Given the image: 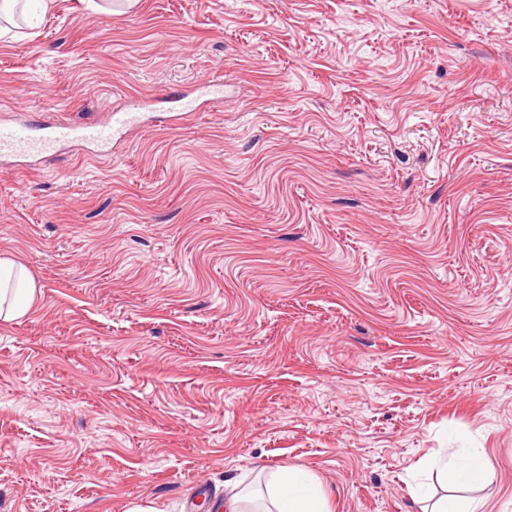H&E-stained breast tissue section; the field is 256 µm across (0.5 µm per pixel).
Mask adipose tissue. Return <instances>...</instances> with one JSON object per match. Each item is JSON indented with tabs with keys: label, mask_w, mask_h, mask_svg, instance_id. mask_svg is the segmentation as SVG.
<instances>
[{
	"label": "adipose tissue",
	"mask_w": 512,
	"mask_h": 512,
	"mask_svg": "<svg viewBox=\"0 0 512 512\" xmlns=\"http://www.w3.org/2000/svg\"><path fill=\"white\" fill-rule=\"evenodd\" d=\"M35 296V283L24 267L10 256L0 255V320L9 322L26 314ZM419 469L462 489L485 485L493 479L476 452L439 454L423 459ZM224 512H329L328 494L316 476L282 467L271 474L263 496L244 482H232Z\"/></svg>",
	"instance_id": "1"
}]
</instances>
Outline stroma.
Masks as SVG:
<instances>
[{"mask_svg": "<svg viewBox=\"0 0 512 512\" xmlns=\"http://www.w3.org/2000/svg\"><path fill=\"white\" fill-rule=\"evenodd\" d=\"M223 83L115 156L0 176V512H210L282 466L420 512L482 449L512 512V0H56L0 124ZM35 296V283L24 267L9 255H0V320L9 322L26 314ZM418 469L421 472H435L436 478L446 485L449 482L461 489L486 485L493 479L477 451L429 457L421 461Z\"/></svg>", "mask_w": 512, "mask_h": 512, "instance_id": "35a3bbf8", "label": "stroma"}]
</instances>
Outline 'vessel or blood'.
<instances>
[{
  "label": "vessel or blood",
  "instance_id": "obj_1",
  "mask_svg": "<svg viewBox=\"0 0 512 512\" xmlns=\"http://www.w3.org/2000/svg\"><path fill=\"white\" fill-rule=\"evenodd\" d=\"M173 102L177 111L160 115L162 123L175 126L188 121L199 107L198 98L175 94ZM149 99L133 100L112 110L107 123L85 121L57 122L50 124L47 134H35L24 123L0 125V172H11L21 164H31L67 148L94 147L98 154L111 156L117 144L124 141L127 133L145 123Z\"/></svg>",
  "mask_w": 512,
  "mask_h": 512
}]
</instances>
